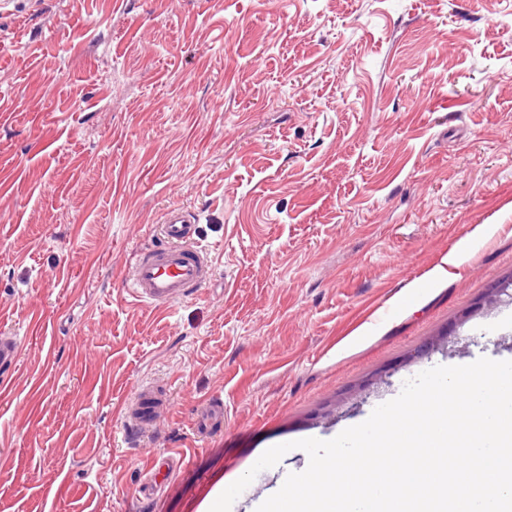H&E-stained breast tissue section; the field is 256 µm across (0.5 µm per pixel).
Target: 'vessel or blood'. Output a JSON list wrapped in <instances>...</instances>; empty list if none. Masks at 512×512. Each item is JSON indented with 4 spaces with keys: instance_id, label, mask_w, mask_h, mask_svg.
<instances>
[{
    "instance_id": "b4317fda",
    "label": "vessel or blood",
    "mask_w": 512,
    "mask_h": 512,
    "mask_svg": "<svg viewBox=\"0 0 512 512\" xmlns=\"http://www.w3.org/2000/svg\"><path fill=\"white\" fill-rule=\"evenodd\" d=\"M159 244L134 253L125 282L136 299L165 307L189 297L212 275L209 248L197 238L194 214L170 208L159 226ZM20 356L17 337L0 334V367L7 369Z\"/></svg>"
}]
</instances>
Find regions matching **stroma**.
<instances>
[{
  "label": "stroma",
  "mask_w": 512,
  "mask_h": 512,
  "mask_svg": "<svg viewBox=\"0 0 512 512\" xmlns=\"http://www.w3.org/2000/svg\"><path fill=\"white\" fill-rule=\"evenodd\" d=\"M174 205L217 283L158 308L122 278ZM511 274L512 0H0V512H198L424 370L512 360ZM20 342L17 336L0 334V367L8 370L17 363L20 356ZM152 388L153 387L149 386L143 387L139 392L138 400L136 401V403L133 406L128 407L125 412V418L127 419L128 426L136 427L140 434L142 433L143 430L152 426L157 421V419L159 418L163 411V402H161L159 404V406L162 407L161 411L151 418L143 417L139 412V399L151 393Z\"/></svg>",
  "instance_id": "stroma-1"
}]
</instances>
